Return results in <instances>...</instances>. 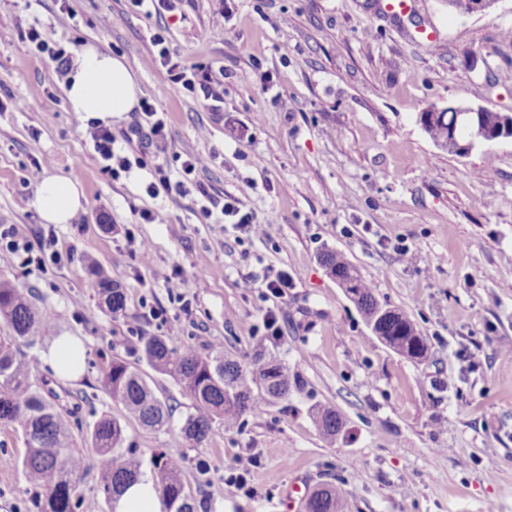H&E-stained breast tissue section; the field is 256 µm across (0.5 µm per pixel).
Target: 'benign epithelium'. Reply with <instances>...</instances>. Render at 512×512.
Listing matches in <instances>:
<instances>
[{
	"label": "benign epithelium",
	"instance_id": "obj_1",
	"mask_svg": "<svg viewBox=\"0 0 512 512\" xmlns=\"http://www.w3.org/2000/svg\"><path fill=\"white\" fill-rule=\"evenodd\" d=\"M497 2L498 0H448V9L461 16L474 13L488 15ZM483 112L485 108L473 107L463 100L452 101L445 107L433 103L420 112L419 121L424 128L438 121L448 124L447 148L459 154L468 153L483 142L512 139V113L503 114L500 124L489 129L481 118ZM461 128L468 131L465 139L458 135Z\"/></svg>",
	"mask_w": 512,
	"mask_h": 512
}]
</instances>
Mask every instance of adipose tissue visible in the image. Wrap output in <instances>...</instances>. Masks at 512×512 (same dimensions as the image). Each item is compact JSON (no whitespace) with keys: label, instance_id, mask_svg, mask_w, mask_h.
I'll list each match as a JSON object with an SVG mask.
<instances>
[{"label":"adipose tissue","instance_id":"1","mask_svg":"<svg viewBox=\"0 0 512 512\" xmlns=\"http://www.w3.org/2000/svg\"><path fill=\"white\" fill-rule=\"evenodd\" d=\"M137 78L123 59L93 46L76 53L75 71L65 89L70 111L86 118L111 123L132 111L138 102ZM82 193L66 176L44 178L37 191L35 206L49 224H66L82 207Z\"/></svg>","mask_w":512,"mask_h":512}]
</instances>
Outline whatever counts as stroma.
<instances>
[{"mask_svg":"<svg viewBox=\"0 0 512 512\" xmlns=\"http://www.w3.org/2000/svg\"><path fill=\"white\" fill-rule=\"evenodd\" d=\"M0 0V226L54 238L61 263L22 266L0 249V282L31 291L51 315L25 348L31 381L76 414L74 438L118 406L98 380L112 355L139 368V336L183 325L176 347L221 350L244 368L277 352L292 388L238 429L216 423L202 445L180 429L191 401L166 376L168 431L126 425L143 476L159 451L181 458L182 479L208 512H303L319 484L342 491L346 512H512V139L466 154L437 146L418 121L429 104L462 99L512 113V0L491 15L460 17L447 0H413L395 19L375 0ZM37 29L75 52L90 45L123 58L166 122V149L129 154V172L102 171L83 114L69 111L68 79L19 38ZM436 32L427 48L425 32ZM162 35L186 65H202L224 90L222 111L146 66ZM485 65L470 69L471 55ZM27 102L18 110L16 102ZM200 157L204 193L153 198L145 185L161 164L179 174ZM76 176L84 223L39 215L32 170ZM231 196L262 233L203 215L208 198ZM151 211L153 222L140 214ZM178 235H171V228ZM411 249L399 261L397 243ZM341 252L377 299L405 309L424 336L423 358L374 336L319 261ZM125 288L112 315L89 288L90 266ZM184 278L172 297L156 271ZM292 280L283 297L267 284ZM250 279L243 288L242 279ZM281 336L265 335L267 309ZM166 312L155 319L154 310ZM84 349L82 372L57 377L45 362L56 338ZM344 427L321 433L317 406ZM21 434L0 427V512H30ZM252 461L251 495L225 483Z\"/></svg>","mask_w":512,"mask_h":512,"instance_id":"35a3bbf8","label":"stroma"}]
</instances>
